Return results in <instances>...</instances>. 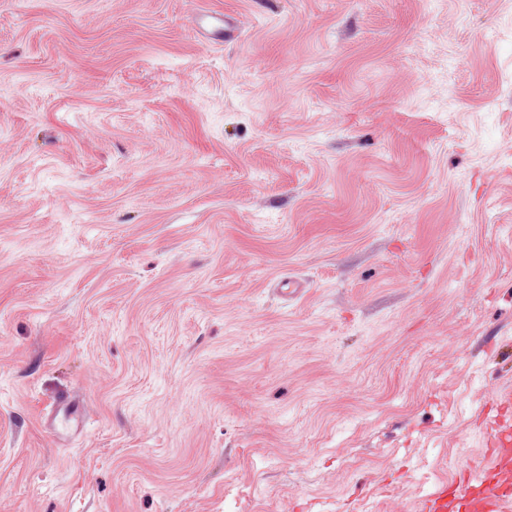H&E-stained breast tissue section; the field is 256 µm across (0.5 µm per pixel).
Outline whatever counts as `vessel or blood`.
<instances>
[{
  "label": "vessel or blood",
  "instance_id": "b4317fda",
  "mask_svg": "<svg viewBox=\"0 0 512 512\" xmlns=\"http://www.w3.org/2000/svg\"><path fill=\"white\" fill-rule=\"evenodd\" d=\"M494 455L480 473H466L423 496L419 512H512V424L488 422Z\"/></svg>",
  "mask_w": 512,
  "mask_h": 512
}]
</instances>
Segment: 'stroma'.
I'll return each mask as SVG.
<instances>
[{"label":"stroma","mask_w":512,"mask_h":512,"mask_svg":"<svg viewBox=\"0 0 512 512\" xmlns=\"http://www.w3.org/2000/svg\"><path fill=\"white\" fill-rule=\"evenodd\" d=\"M508 386L512 0H0V512H414Z\"/></svg>","instance_id":"1"}]
</instances>
